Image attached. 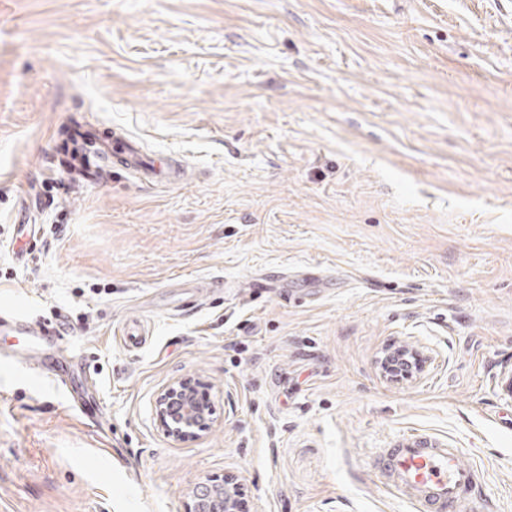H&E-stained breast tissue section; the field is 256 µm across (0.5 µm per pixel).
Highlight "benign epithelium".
Here are the masks:
<instances>
[{
	"instance_id": "benign-epithelium-1",
	"label": "benign epithelium",
	"mask_w": 512,
	"mask_h": 512,
	"mask_svg": "<svg viewBox=\"0 0 512 512\" xmlns=\"http://www.w3.org/2000/svg\"><path fill=\"white\" fill-rule=\"evenodd\" d=\"M155 415L163 433L181 441L196 437L207 429L208 403L196 397L194 382L181 378L163 388L156 396ZM241 485L233 478L206 480L191 491L186 512H237Z\"/></svg>"
}]
</instances>
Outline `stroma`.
Masks as SVG:
<instances>
[{"instance_id":"35a3bbf8","label":"stroma","mask_w":512,"mask_h":512,"mask_svg":"<svg viewBox=\"0 0 512 512\" xmlns=\"http://www.w3.org/2000/svg\"><path fill=\"white\" fill-rule=\"evenodd\" d=\"M77 121L183 180L71 182ZM1 305L94 371L74 407L0 334V512H184L228 474L246 512H412L370 471L411 434L512 512V0H0ZM399 346L426 369L385 377ZM185 377L214 415L176 442ZM154 409L159 427L173 441L197 437L208 427V403L197 399L190 378H181L163 388L156 396Z\"/></svg>"}]
</instances>
